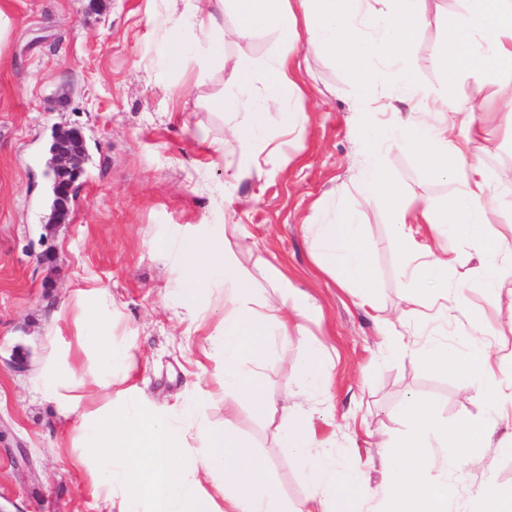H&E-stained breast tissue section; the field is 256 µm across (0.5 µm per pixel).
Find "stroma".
<instances>
[{"label":"stroma","instance_id":"35a3bbf8","mask_svg":"<svg viewBox=\"0 0 512 512\" xmlns=\"http://www.w3.org/2000/svg\"><path fill=\"white\" fill-rule=\"evenodd\" d=\"M0 6L14 21L0 55V504L8 512H106L73 449L55 445L65 421L25 386L27 369L50 351L43 322L49 308L63 310L58 340H73L74 289L103 287L111 294L112 334L118 341L135 337L145 397L172 405L191 395L206 333L181 318L174 288L179 255L171 245L197 224L215 231L228 220L238 224L244 267L261 280L285 275L321 306V319L309 328L315 345L333 359L334 383L329 396L312 393L303 406L315 408L327 398L335 407L337 465L358 455L374 458L364 478L345 474L350 487L367 495L381 484L378 442L407 428V395L434 404L451 423L485 416L486 406L463 389L455 372L427 369L416 352L386 356L371 315L312 260L303 226L318 221L316 203L332 195L343 208L358 207L352 66L328 53L298 52L295 78L308 89L300 103L304 135L287 154L263 152L258 166L230 184L226 169L243 160L218 110L237 79L220 68L161 66L166 0H0ZM460 8V0H435L414 49L420 85L443 83L432 53ZM277 43L275 31L259 30L225 50L260 83ZM60 126L81 132L88 159L66 222L50 231L44 171ZM385 163L407 201L442 205L453 191L432 179L414 152L392 149ZM362 220L379 302L385 315L399 317L410 282L400 273L405 256L392 233L390 208L379 204ZM481 263L473 256L470 271L455 274L468 298L467 314L435 324L438 342L461 345L470 321L480 320L512 347V276L487 293L471 274ZM263 342L269 362L259 384L276 398L303 347L276 336ZM19 360L25 371L15 369ZM204 409L211 422L227 425L269 461L289 501L304 497L307 485L279 454L271 425L247 409L229 425L221 405L208 401ZM22 447L26 467L16 462ZM489 470L501 490L512 491V452L478 449L453 483L452 512H476L474 490Z\"/></svg>","mask_w":512,"mask_h":512}]
</instances>
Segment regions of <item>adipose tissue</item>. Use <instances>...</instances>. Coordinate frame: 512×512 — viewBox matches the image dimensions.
Segmentation results:
<instances>
[{"instance_id": "obj_1", "label": "adipose tissue", "mask_w": 512, "mask_h": 512, "mask_svg": "<svg viewBox=\"0 0 512 512\" xmlns=\"http://www.w3.org/2000/svg\"><path fill=\"white\" fill-rule=\"evenodd\" d=\"M462 2L463 10L434 50V61L446 74L438 89L419 85L411 65L417 35L429 21V0H169L173 27L192 35L193 48L184 50L171 40L160 47L170 70L221 63L236 72L238 61L224 54L225 34L277 32V50L266 64L268 80L258 87L240 79L228 103L238 115L231 134L240 143L255 142L256 130L274 113L283 116L289 133H305L307 117L297 107L304 91L292 72L298 50H335L342 61L361 65L352 110L371 114L374 122L358 134L360 200L368 208L391 201L398 244L428 273L406 297L407 317L426 308L445 322L465 314L467 299L463 289L448 285L449 270L464 260L440 246L444 227L487 258L486 290L512 273V240L489 220L506 202L503 189H512V168L493 169L473 158L471 144L482 131L475 114L484 103L454 90L460 78L479 84L498 75L512 78V0ZM229 11L239 23L228 32ZM386 82L391 94H378L377 86ZM394 148L421 152L432 178L454 184L447 208L405 201L383 163L384 152ZM323 210L324 222L304 227L317 265L373 311L392 351L407 350L404 331L379 311L359 214L337 209L332 199ZM239 238L238 225L225 224L184 251L177 293L191 323L214 326L198 367L208 389L221 395L225 420L246 407L274 425L278 448L309 493L295 504L284 499L254 449L200 416L194 403L168 406L145 398L137 384L135 343L114 344L112 298L106 289L92 288L75 292L76 339L52 347L30 378V392L69 420L67 445L74 448L93 497L108 512H448V482L461 478L465 461L459 447H487L499 426L512 427V368L504 366V345L490 342L486 326L472 324L464 347L427 348L428 369L453 367L465 383L480 376L476 392L488 415L450 424L409 395L411 425L392 446L384 480L367 498H358L336 470L334 407L311 410L300 404L314 386L331 382L327 355L310 342L316 305L287 278L263 287L237 262ZM267 335L306 344L277 400L257 383Z\"/></svg>"}]
</instances>
